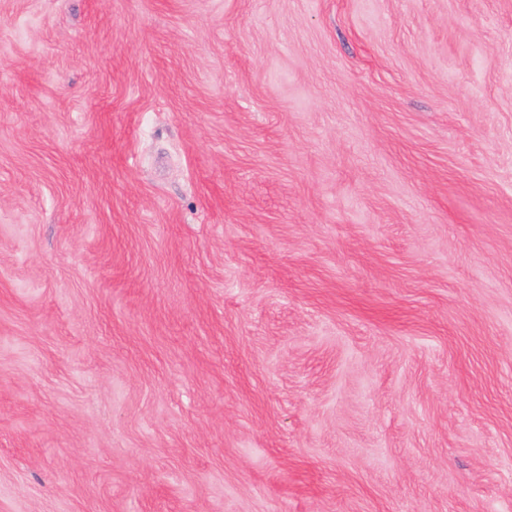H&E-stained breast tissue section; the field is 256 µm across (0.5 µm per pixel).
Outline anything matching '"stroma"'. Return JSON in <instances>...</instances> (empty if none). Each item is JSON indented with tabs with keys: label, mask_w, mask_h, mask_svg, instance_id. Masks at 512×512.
<instances>
[{
	"label": "stroma",
	"mask_w": 512,
	"mask_h": 512,
	"mask_svg": "<svg viewBox=\"0 0 512 512\" xmlns=\"http://www.w3.org/2000/svg\"><path fill=\"white\" fill-rule=\"evenodd\" d=\"M0 512H512V0H0Z\"/></svg>",
	"instance_id": "obj_1"
}]
</instances>
